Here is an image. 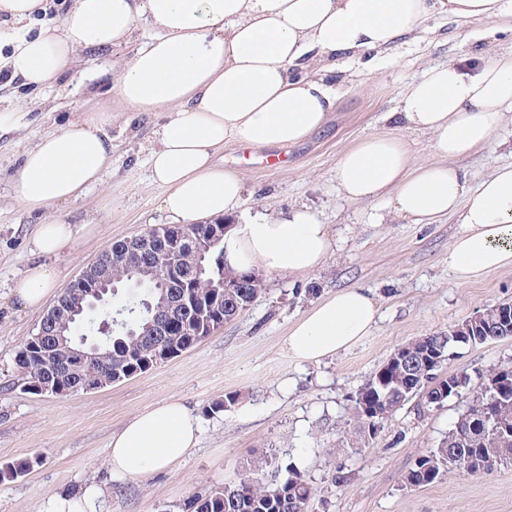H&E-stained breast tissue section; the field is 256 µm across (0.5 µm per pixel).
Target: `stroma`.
Instances as JSON below:
<instances>
[{
    "label": "stroma",
    "instance_id": "35a3bbf8",
    "mask_svg": "<svg viewBox=\"0 0 512 512\" xmlns=\"http://www.w3.org/2000/svg\"><path fill=\"white\" fill-rule=\"evenodd\" d=\"M143 32L128 43L79 53L59 80L41 90L0 77V464L38 455L26 475L0 483V512H46L51 498L86 485L103 493V512H186L194 495L232 479L245 465L264 479H280L292 461L314 490L308 512H512V465L489 474L452 470L435 483L410 488L406 473L437 448L490 369L512 365V338L462 345L446 366L467 372L469 386L443 406L417 414L407 403L375 436L352 418L357 391L402 345L442 331L502 302H512V266L461 283L448 267V243L460 230L455 218L413 224L395 218L387 200L352 202L336 190L341 154L364 136L388 133L385 115L405 88L431 65L455 62L476 71L474 54L512 51V22L474 20L456 26L436 18L421 38L380 54L374 65L341 60L342 96L324 130L278 150L225 143L226 169L241 174L244 209L273 218L307 205L327 224L330 254L304 275L262 272L263 290L234 320L180 356L131 379L68 397L33 394L22 387L15 356L44 315L16 305L12 288L31 266L54 268L60 286L117 240L171 225L162 189L150 179L147 157L167 112H117L102 130L112 140V165L101 184L70 204L29 212L13 193L24 152L37 138L84 118L111 91L115 65L131 58ZM512 163V124L490 145L456 160L477 185ZM59 218L90 224L91 237L55 256L33 248L39 224ZM369 291L377 324L349 350L319 364H301L286 351L291 325L336 290ZM237 395L235 405L213 411L215 401ZM177 399L200 419L199 444L172 467L139 480L113 476L107 444L139 411ZM355 474L336 482L337 465Z\"/></svg>",
    "mask_w": 512,
    "mask_h": 512
}]
</instances>
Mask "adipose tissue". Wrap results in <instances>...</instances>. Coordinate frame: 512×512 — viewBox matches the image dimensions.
<instances>
[{
	"label": "adipose tissue",
	"mask_w": 512,
	"mask_h": 512,
	"mask_svg": "<svg viewBox=\"0 0 512 512\" xmlns=\"http://www.w3.org/2000/svg\"><path fill=\"white\" fill-rule=\"evenodd\" d=\"M435 17L459 26L512 18V0H74L59 24L16 35L0 54V71L41 88L78 50L118 46L148 27L120 64L113 90L121 109L168 112L149 151L151 179L164 190L163 209L178 223L196 224L243 208V179L218 157L225 142H302L336 107L337 59L390 49ZM387 119L394 134L366 136L342 154L338 192L352 201L388 198L397 216L415 224L457 217L461 229L448 244L457 280L512 266V164L473 190L454 165L512 123V52L492 55L473 75L452 63L426 68ZM408 132L430 136L433 160H413ZM111 163L112 141L101 135L99 117L71 122L25 152L15 197L30 211L65 206L100 182ZM91 231L54 220L40 225L33 244L51 256ZM329 251L326 225L305 207L273 221L250 217L224 238V262L235 271L306 275ZM58 281L53 268L37 265L12 295L22 307H37ZM376 318L367 291L344 288L303 315L284 346L294 359L317 363L369 335ZM199 431L184 403L157 402L113 433L108 466L130 480L167 468L196 448Z\"/></svg>",
	"instance_id": "adipose-tissue-1"
}]
</instances>
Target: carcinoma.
I'll use <instances>...</instances> for the list:
<instances>
[{
	"label": "carcinoma",
	"instance_id": "carcinoma-1",
	"mask_svg": "<svg viewBox=\"0 0 512 512\" xmlns=\"http://www.w3.org/2000/svg\"><path fill=\"white\" fill-rule=\"evenodd\" d=\"M203 258H198L193 245L185 246L182 266L191 288H158L145 277L137 282L138 273L123 264L112 265L114 285L125 289V295H112L113 302L99 303L80 320H73L71 291L63 289L56 301V311L44 327L43 335H34L16 355V364L26 380V389L40 391L50 380L57 385V396L64 397L85 391L87 383L95 384L111 373L124 372L139 365L147 344L153 336L156 307L168 298L188 295V305L166 318L172 322L171 335L163 337L176 354H182L200 343L214 330L240 315L256 299L263 281L250 280L245 299L234 302L221 285L224 274V240L205 243ZM63 326L71 333L56 336ZM512 332L504 325L498 311H483L482 325L474 331V344L506 339ZM86 340L98 346L95 362L72 373L59 371L60 361L69 356L70 342ZM411 352L427 348L449 354L454 349L448 332H434L405 344ZM431 370L422 364L387 362L361 389L369 406L377 414L392 413L414 398L420 399L418 413L443 405L448 397H440L437 378H425ZM507 389L499 391L485 381L480 392L468 404L438 448L419 457L404 477L407 487L427 486L451 469L468 474H484L512 462V366L500 370ZM41 462L40 456L21 462L0 465V482L23 476ZM313 489L303 471L289 463L285 475L274 484L259 478V469L246 466L236 477L221 485H213L195 495L188 508L191 512H307Z\"/></svg>",
	"mask_w": 512,
	"mask_h": 512
}]
</instances>
